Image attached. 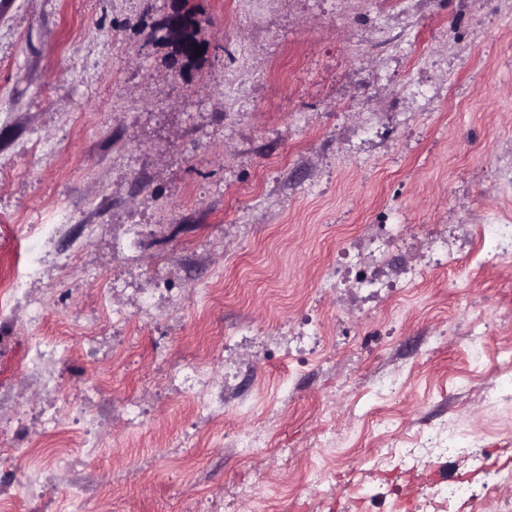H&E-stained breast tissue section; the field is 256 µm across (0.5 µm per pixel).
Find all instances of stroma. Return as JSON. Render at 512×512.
Segmentation results:
<instances>
[{
    "label": "stroma",
    "mask_w": 512,
    "mask_h": 512,
    "mask_svg": "<svg viewBox=\"0 0 512 512\" xmlns=\"http://www.w3.org/2000/svg\"><path fill=\"white\" fill-rule=\"evenodd\" d=\"M199 3L207 54L180 77L168 0H0V281L30 272L0 311V512L481 491L454 453L403 475L368 458L455 427L512 465V398L484 399L512 351V258L484 230L512 225V0ZM62 337L49 391L28 350ZM201 359L229 372L212 418L169 384ZM248 432L266 444L243 463Z\"/></svg>",
    "instance_id": "1"
}]
</instances>
